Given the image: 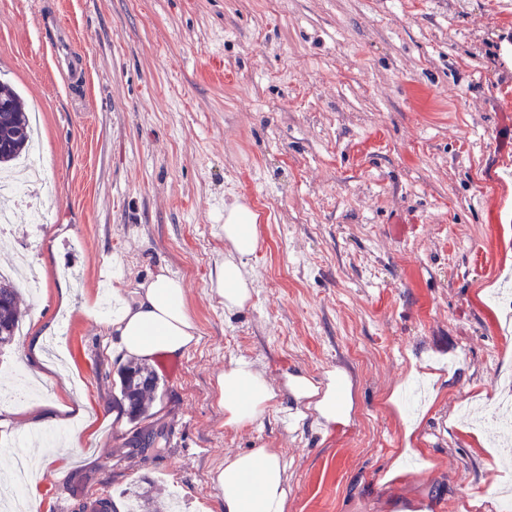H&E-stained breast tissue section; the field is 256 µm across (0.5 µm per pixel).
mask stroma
<instances>
[{
    "label": "stroma",
    "mask_w": 512,
    "mask_h": 512,
    "mask_svg": "<svg viewBox=\"0 0 512 512\" xmlns=\"http://www.w3.org/2000/svg\"><path fill=\"white\" fill-rule=\"evenodd\" d=\"M0 82L41 114L47 172L27 191L52 211L18 209L0 238V265L26 247L42 278L0 382L55 324L65 363L40 400H85L91 423L45 463L40 512L102 492L123 506L142 478L223 512L211 476L253 448L287 457V512L512 499V459L473 427L512 385L497 301L512 289V0H0ZM236 201L260 216L256 292L229 314L208 277ZM163 270L199 341L178 375L151 364L166 451L116 461L133 430L112 398L123 361L91 305L106 274L130 294ZM241 358L278 388L344 373L351 422L278 405L225 426L216 378Z\"/></svg>",
    "instance_id": "35a3bbf8"
}]
</instances>
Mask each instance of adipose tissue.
Segmentation results:
<instances>
[{
    "label": "adipose tissue",
    "instance_id": "ef3b65f1",
    "mask_svg": "<svg viewBox=\"0 0 512 512\" xmlns=\"http://www.w3.org/2000/svg\"><path fill=\"white\" fill-rule=\"evenodd\" d=\"M258 220V214L247 204L235 202L224 208V239L232 250L216 264L210 288L230 313L243 310L253 298L247 265L258 245ZM106 323L116 334L120 352L147 362L161 355L184 356L199 341L181 279L164 272L133 296L113 290ZM217 387L218 405L229 427L260 422L285 390L295 403L292 419L301 420L312 413L319 424L345 425L352 417L351 385L346 376L335 371L323 382L302 373L289 375L284 390L279 391L251 362L239 360L218 376ZM212 481L223 491L224 512H286L288 463L276 449L231 453L214 472Z\"/></svg>",
    "mask_w": 512,
    "mask_h": 512
}]
</instances>
